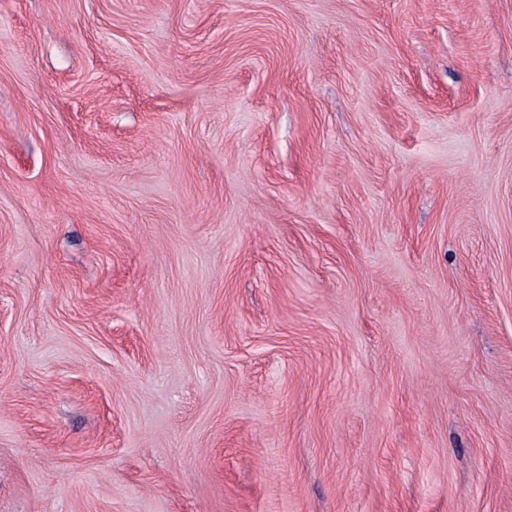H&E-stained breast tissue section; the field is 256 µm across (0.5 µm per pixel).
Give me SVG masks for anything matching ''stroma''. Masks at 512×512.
Instances as JSON below:
<instances>
[{
	"label": "stroma",
	"instance_id": "35a3bbf8",
	"mask_svg": "<svg viewBox=\"0 0 512 512\" xmlns=\"http://www.w3.org/2000/svg\"><path fill=\"white\" fill-rule=\"evenodd\" d=\"M0 512H512V0H0Z\"/></svg>",
	"mask_w": 512,
	"mask_h": 512
}]
</instances>
